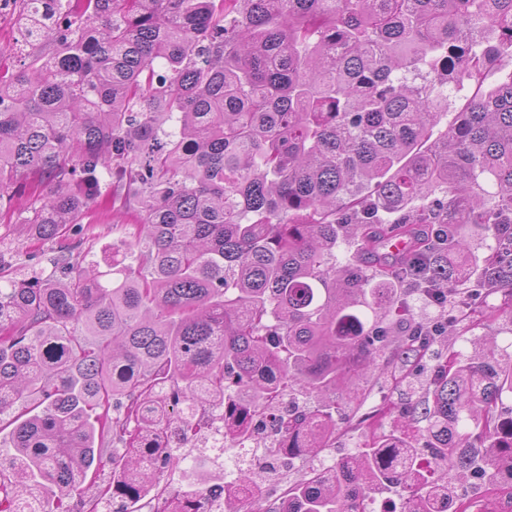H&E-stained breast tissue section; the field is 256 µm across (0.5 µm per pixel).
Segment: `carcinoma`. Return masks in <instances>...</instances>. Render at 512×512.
<instances>
[{
  "mask_svg": "<svg viewBox=\"0 0 512 512\" xmlns=\"http://www.w3.org/2000/svg\"><path fill=\"white\" fill-rule=\"evenodd\" d=\"M13 2L30 51L0 70V212L51 255L17 278L0 249V512H238L204 448L217 471L162 481L213 407L244 448L254 413L317 399L277 428L307 459L344 396L388 374L390 336L402 380L431 351L430 325L388 322L402 281L456 308L450 333L475 289L508 296L485 316L512 325V70L486 84L512 63V0ZM100 214L122 255L106 271L84 249ZM477 232L492 244L473 260ZM505 391L507 349L442 358L402 436L375 425L383 406L363 447L327 476L302 466L264 512H372L397 484L392 512H435L444 471L512 507ZM280 467L270 448L236 477Z\"/></svg>",
  "mask_w": 512,
  "mask_h": 512,
  "instance_id": "1",
  "label": "carcinoma"
}]
</instances>
